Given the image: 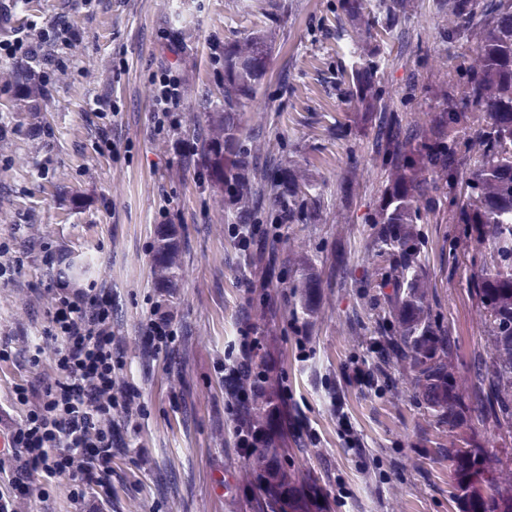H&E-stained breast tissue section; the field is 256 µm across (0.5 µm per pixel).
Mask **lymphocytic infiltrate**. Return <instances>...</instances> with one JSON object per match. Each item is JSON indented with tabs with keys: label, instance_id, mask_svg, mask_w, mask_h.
<instances>
[{
	"label": "lymphocytic infiltrate",
	"instance_id": "1",
	"mask_svg": "<svg viewBox=\"0 0 512 512\" xmlns=\"http://www.w3.org/2000/svg\"><path fill=\"white\" fill-rule=\"evenodd\" d=\"M83 38L66 18L44 27L17 29L0 38V58L18 64H37L44 82H51L64 61L50 49L51 43L69 45ZM151 112L155 133L179 127L183 83L178 72L164 68L153 81ZM60 252L45 245L40 263L43 277L36 287L54 298L46 324L34 345L31 363H38L43 344L55 348V372L39 377L36 384L18 385L14 400L24 413L7 435L15 466L0 457V473L10 472V495L0 494V512H13L18 497L44 499L56 481H67L70 501L77 512H112V463L126 448L124 424L141 399L133 383L117 384V373L126 366L124 349L112 330L115 303L109 288L96 284L73 286L56 271ZM177 331L163 302H156L140 324L135 339L155 359L170 361ZM259 345L250 326L238 331L236 354L224 361V385L231 396L228 410L238 416L235 448L249 456L257 446V434L242 423L252 403L243 384L249 380Z\"/></svg>",
	"mask_w": 512,
	"mask_h": 512
}]
</instances>
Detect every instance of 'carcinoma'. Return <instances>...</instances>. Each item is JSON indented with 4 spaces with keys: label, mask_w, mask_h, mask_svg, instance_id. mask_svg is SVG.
Segmentation results:
<instances>
[{
    "label": "carcinoma",
    "mask_w": 512,
    "mask_h": 512,
    "mask_svg": "<svg viewBox=\"0 0 512 512\" xmlns=\"http://www.w3.org/2000/svg\"><path fill=\"white\" fill-rule=\"evenodd\" d=\"M434 39L456 49L451 66L436 65L423 30L410 25L420 0H336L333 18L310 26L315 37L349 39L353 61L327 63L316 81L352 109L329 136L349 141L360 127L368 164L381 176L366 223L378 226L390 252L389 274L373 284L387 309L374 327L384 339L376 370L408 365L412 385L440 426L454 430L473 418L512 419V252L497 267H478L471 291L480 304L490 347L487 361L471 365L477 399L463 394L448 353V323L440 303L429 301L430 282L415 264L424 243L423 224H441L450 212L476 243L498 235L512 239V0H433ZM273 44L247 35L224 42L222 108L203 104V129L194 135L186 160L197 177L220 193L219 202L234 224H257L254 248L270 256L288 241L293 224L321 219L318 193L307 172L265 153L260 137L242 126L241 116L256 98L271 60ZM405 71L396 88L382 71ZM0 84L15 86L29 106L42 94L32 78L0 70ZM359 159L350 156L338 184L336 223H350L363 186ZM157 262L162 281L179 269L180 245L168 228L159 231ZM286 288L304 291L305 303L293 317L307 319L319 301L320 282L300 274ZM251 462L257 479L287 490L286 464L273 440ZM448 459L458 489L478 512H512V470L498 472L479 449L448 435Z\"/></svg>",
    "instance_id": "1"
}]
</instances>
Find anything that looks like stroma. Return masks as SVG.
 <instances>
[{"instance_id": "obj_1", "label": "stroma", "mask_w": 512, "mask_h": 512, "mask_svg": "<svg viewBox=\"0 0 512 512\" xmlns=\"http://www.w3.org/2000/svg\"><path fill=\"white\" fill-rule=\"evenodd\" d=\"M285 4L277 15L276 4ZM335 0H0V32L63 16L84 31L66 51L67 67L56 73L38 109L25 107L14 87L0 85V238L10 240L24 263L15 282L0 283V336L14 360L0 364V427L18 422L13 401L18 384L52 373L55 349L44 345L39 364L28 360L45 323L49 294L31 292L40 275V247L67 257L66 275L78 284L111 288L114 330L124 340L127 368L118 382L135 381L144 393L135 408L128 453L117 458L112 512H266L267 491L247 477L248 461L233 446L234 422L227 411L222 367L250 309L244 278L265 274L245 265L227 231L230 219L209 185L196 182L175 152V140L191 139L190 120L201 96L219 100L224 42L264 32L279 20L277 46L262 88L244 112L248 128L266 124L271 149L306 168L320 196L323 218L294 225L289 248L306 255L323 277L336 252L346 272L338 286L323 289L310 320L309 349L299 357L289 323L291 294L273 299L275 317L265 327L259 358L269 366L275 404L284 411L274 435L295 478L292 500L278 512H464L457 476L447 456L424 451L448 445L413 390L403 365L392 366L389 389L375 392L347 383L344 366H375L367 329L378 318L363 284L387 274L391 257L375 239L373 225L357 210L338 225L337 187L347 152L364 155V133L349 145L327 139L328 127L346 114L335 96L315 81L323 63L348 52L347 42L314 40L311 23L330 15ZM176 68L184 79L180 128L153 134L154 73ZM295 91L278 87L281 68ZM111 96L119 113L112 120L115 153L95 147L97 121L86 113L96 96ZM168 209L179 227L180 269L166 307L175 319L177 361L153 365L134 339L159 298L155 268L157 239ZM418 263L434 284L455 345L462 382L483 350V316L469 289L475 265L468 239L456 225L427 224ZM347 418L365 447L357 457L346 447L340 418ZM307 421L318 435L298 434ZM145 470H138L139 452ZM140 481L139 493L123 491Z\"/></svg>"}]
</instances>
